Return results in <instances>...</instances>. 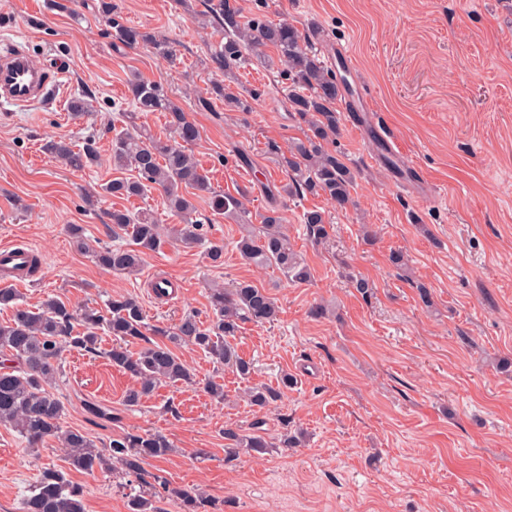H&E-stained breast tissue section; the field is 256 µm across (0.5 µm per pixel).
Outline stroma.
<instances>
[{"mask_svg":"<svg viewBox=\"0 0 512 512\" xmlns=\"http://www.w3.org/2000/svg\"><path fill=\"white\" fill-rule=\"evenodd\" d=\"M131 26L166 39L180 65L170 68L148 45L113 41L99 0H0V47L25 46L46 67L66 60L55 97L27 108L0 106V244L20 239L40 269L17 291L30 308L50 296L75 307L103 308L108 296L135 297L150 324L182 315L214 317L212 283L266 289L280 315L274 324L242 323L232 343L251 364L248 379L180 347L191 384L161 386L140 406L123 403L133 381L108 360L70 349L55 391L65 426L97 446L128 431L165 434L173 454L147 464L171 486L202 491L224 512H512V0H240L245 15L288 19L317 29L323 60L337 45L350 56L339 73L367 91L371 109L342 119L333 148L356 174L353 206L321 196H290L273 153L303 138L289 110L288 82L276 61L256 59L237 75L235 91L260 90L247 111L212 101L198 107L214 72L205 59L222 38L203 0H112ZM160 82L200 130L195 158L221 194L245 196V219L213 213L196 199L208 241L224 246L222 264L205 246L169 241L126 276L96 265L67 232L86 228L103 244L123 245L112 209L153 210L163 226L176 219L151 192L123 200L83 198L119 172L110 160L112 126L131 111V75ZM92 90L94 112L71 118L67 104ZM76 145L95 138L98 165L74 171L47 152L52 137ZM388 140L390 154L379 150ZM277 210L283 229L311 269L296 285L275 268L245 264L236 249L243 224L261 234V217ZM325 211L328 240L309 236L306 211ZM407 255L399 270L391 251ZM367 279L370 295L352 278ZM181 292L156 297L159 279ZM426 286L431 305L418 288ZM324 305L325 316L312 313ZM293 386L261 409L252 387ZM224 386L218 401L204 389ZM93 401L106 410L92 416ZM264 420L263 454L229 455L224 428L250 433ZM303 433L284 448V431ZM54 467L83 485L86 512H128L132 485L109 472L69 470L57 444L31 448L0 426V512H20L40 471Z\"/></svg>","mask_w":512,"mask_h":512,"instance_id":"1","label":"stroma"}]
</instances>
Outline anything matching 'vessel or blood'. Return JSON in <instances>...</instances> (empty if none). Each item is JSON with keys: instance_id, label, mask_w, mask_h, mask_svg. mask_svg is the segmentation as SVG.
Segmentation results:
<instances>
[{"instance_id": "b4317fda", "label": "vessel or blood", "mask_w": 512, "mask_h": 512, "mask_svg": "<svg viewBox=\"0 0 512 512\" xmlns=\"http://www.w3.org/2000/svg\"><path fill=\"white\" fill-rule=\"evenodd\" d=\"M63 76L62 67L52 69L37 64L21 46L0 53V104L26 107L48 96ZM32 249L23 242L0 247V281L19 283Z\"/></svg>"}]
</instances>
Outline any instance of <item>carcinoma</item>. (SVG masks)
Instances as JSON below:
<instances>
[{
	"instance_id": "1",
	"label": "carcinoma",
	"mask_w": 512,
	"mask_h": 512,
	"mask_svg": "<svg viewBox=\"0 0 512 512\" xmlns=\"http://www.w3.org/2000/svg\"><path fill=\"white\" fill-rule=\"evenodd\" d=\"M213 23L222 30L220 42L208 53L207 60L215 72L224 75L211 83L210 98H201L203 107L218 99L234 109H245L247 99L234 91L231 83L236 72L249 64L250 58L265 55V49L277 52L281 74L290 84V111L306 123L303 140L291 142L277 152L278 165L288 176L283 191L288 194L323 195L343 209L352 202L356 177L343 156L324 148L331 137L341 136V115L337 105L345 98L341 81L324 63L322 56L288 20L274 22L263 14L243 15L239 0H204ZM100 10L114 41L133 47L148 44L172 68L178 65L176 50L163 38L128 26L112 6L101 0ZM134 111L123 113L125 128L115 131L111 141L112 165L130 168L133 179L116 178L102 186L113 197L142 196L157 190L166 209L180 218L170 235L186 247L202 242V224L195 217V197H209L217 215L242 217L245 204L239 198L214 191L206 172L192 155L191 147L200 138L197 125L176 106L162 84L139 76L129 79ZM92 108L89 96L82 94L69 102L71 114L79 118ZM140 112H166L171 137L157 139L146 132H135ZM54 158L73 170L90 168L99 161L95 141L90 139L78 148L64 137L48 142ZM112 228L129 239L123 246H107L85 235L79 224L69 226V234L78 250L88 254L103 268L122 274L140 270L144 256L159 250L165 233L154 214L147 210L131 214L121 209L109 213ZM264 231L260 237L248 232L237 243L240 258L256 267H276L289 280L305 283L311 278L306 262L292 248L282 230V217L271 210L261 216ZM310 234L317 239L328 235L325 213L309 210L303 215ZM209 303L214 319L205 325L192 313L184 315L166 332L146 322L142 306L132 297H110L105 310L74 309L56 297L46 298L41 308L30 309L11 288H0V308L10 310V318L0 322V425L12 428L31 446L49 440L65 448L69 465L76 471L92 473L112 471L122 477L135 478L139 490L129 497L128 512H160L155 500L167 498L180 512H206L207 497L180 487H172L161 475L149 472L150 460L164 459L175 451L169 438L156 433H125L109 445L97 447L83 432L63 428L65 407L54 392L62 373V355L68 348L102 354L116 369L128 374L134 385L123 397L127 407H136L151 397L162 385L191 383L193 375L174 346L187 343L220 365H227L239 376L250 373L251 366L240 358L227 338L236 334L239 324L250 321L272 324L278 320L279 307L263 288L238 282L231 288L216 285L210 289ZM112 336V346L101 349L99 331ZM153 335L167 341L155 342ZM292 379L281 378L278 390L264 387L251 394L253 405L264 409L281 396ZM262 421L253 423L254 432L245 435L233 427L224 429L227 452L247 448L261 453L268 447L259 434ZM21 512H85L83 488L51 467L42 470L31 494L21 502Z\"/></svg>"
}]
</instances>
